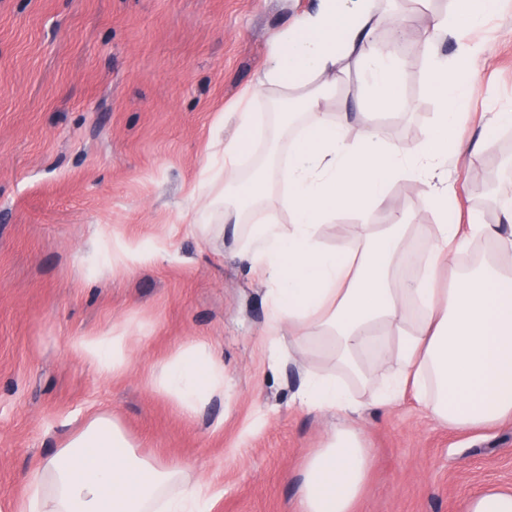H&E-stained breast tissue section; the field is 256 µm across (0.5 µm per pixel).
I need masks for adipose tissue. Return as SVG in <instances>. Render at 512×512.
<instances>
[{"label":"adipose tissue","instance_id":"ef3b65f1","mask_svg":"<svg viewBox=\"0 0 512 512\" xmlns=\"http://www.w3.org/2000/svg\"><path fill=\"white\" fill-rule=\"evenodd\" d=\"M452 11L434 12L412 50L427 61L423 89L440 110L424 139L409 150L368 126L358 139L346 134L347 119L333 120L327 101L358 82L350 95L360 114L393 112L401 105L406 59L396 44H377L372 33L385 20L381 0H318L314 12L283 30L257 81L255 96L273 95L281 114L302 110L303 133L289 145L287 162L276 147L281 125L255 131L256 115L236 113V131L224 141V221L199 224L207 238L225 225L246 224L233 238L234 253L266 282L270 361L281 365L315 345L334 363L331 371L305 374L297 398L309 411L337 418L321 448L300 475L299 512H353L367 486L371 451L351 421L361 404L347 379H363V360L390 372L374 403L397 404L413 393L432 419L465 430L512 419V271L459 266L460 255L485 242L496 257L512 256V195L500 198L503 221H449L456 189L452 163L466 160L469 144L457 134L462 106L476 90L484 51L469 31L486 26L501 0H452ZM454 40L453 58L437 48ZM265 140L269 162L242 174L253 137ZM285 190L271 196L270 183ZM404 179L427 185L426 200L438 216L423 228L428 255L421 275L405 273L411 254L408 225L381 229L357 225L352 244H324V224L352 211L371 214L384 206L388 186ZM289 223H279L277 211ZM455 269L451 287L443 269ZM287 328L281 344L275 332ZM124 331L81 337L72 348L101 373L126 362ZM157 383L188 411L224 393V367L205 344L178 348L160 368ZM207 481L186 488L178 467L138 454L122 428L100 414L51 456L38 460L20 512H210L217 496Z\"/></svg>","mask_w":512,"mask_h":512}]
</instances>
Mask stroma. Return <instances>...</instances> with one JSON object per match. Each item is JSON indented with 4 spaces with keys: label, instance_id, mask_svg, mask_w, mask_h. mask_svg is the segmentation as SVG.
Here are the masks:
<instances>
[{
    "label": "stroma",
    "instance_id": "stroma-1",
    "mask_svg": "<svg viewBox=\"0 0 512 512\" xmlns=\"http://www.w3.org/2000/svg\"><path fill=\"white\" fill-rule=\"evenodd\" d=\"M316 0H0V512H19L35 461L105 413L139 454L220 489L211 512H297L306 456L332 420L291 399L308 352L272 370L265 285L230 244L202 240L217 224L205 154L221 152L233 114L271 103L251 92L277 35ZM462 136L481 116L512 111V6L496 18ZM423 58L406 65L402 106L371 121L414 145L438 105ZM494 149L454 174L461 221L495 224L512 189V125ZM420 183L398 181L373 224L427 226ZM153 254L113 265L119 243ZM128 331V360L104 375L71 343ZM205 344L224 365V394L186 412L155 381L180 346ZM352 391L358 436L373 450L354 512H462L496 488L512 493V420L451 430L412 397L375 406L383 367L365 365Z\"/></svg>",
    "mask_w": 512,
    "mask_h": 512
}]
</instances>
